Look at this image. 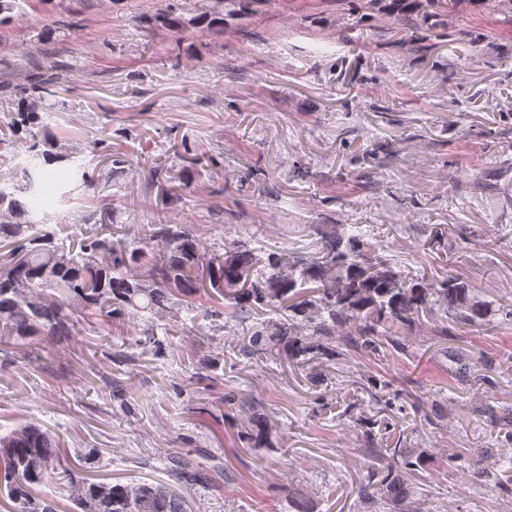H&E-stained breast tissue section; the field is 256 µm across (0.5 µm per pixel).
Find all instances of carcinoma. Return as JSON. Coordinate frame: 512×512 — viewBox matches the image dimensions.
Segmentation results:
<instances>
[{
    "instance_id": "carcinoma-1",
    "label": "carcinoma",
    "mask_w": 512,
    "mask_h": 512,
    "mask_svg": "<svg viewBox=\"0 0 512 512\" xmlns=\"http://www.w3.org/2000/svg\"><path fill=\"white\" fill-rule=\"evenodd\" d=\"M26 0H0V26ZM260 0H213L201 11L169 10L149 19L153 25L181 33L189 29H222L227 22L254 12ZM458 0H363V8L381 15L417 16L434 32ZM41 98L22 100L6 114L0 131V343L27 345L41 337L57 342L84 322L122 339L129 322L143 321L128 346L155 357L171 348L170 329L158 334L156 320L191 322L202 335L220 332L223 319L238 322V357L250 364L272 362L305 373L314 387L328 386L325 367L346 352L374 356L403 349L395 328L421 316L439 315L480 327L497 314L512 319V304L476 294L460 278L441 279L395 270L372 253L359 227L323 224L321 250L310 260L289 261L278 253L215 244L203 248L194 224H114L112 209L100 205L83 218L81 238L62 237L44 206V168L68 164L77 147L59 142L41 121ZM79 187L97 188L99 179L86 167H73ZM205 297L213 308L199 310ZM187 316H182V313ZM276 312L278 320L264 319ZM385 409L396 406L400 393L372 382ZM249 449L271 447L277 426L262 406H248ZM491 422L508 421L512 408L485 404ZM365 416L352 420L364 429V455L370 460L367 479L357 495L368 512L387 505L392 512H429L427 495L418 491L421 471L431 462L424 452L381 448L367 428ZM96 455H70L59 436L28 422L0 433V510L59 512L58 502L41 488L62 485L70 512H187L183 497L163 483H128L93 478ZM168 472L179 482L203 480L200 466L185 453L170 458ZM475 481L490 478L504 490L512 484V455L504 453L499 471L473 468Z\"/></svg>"
}]
</instances>
